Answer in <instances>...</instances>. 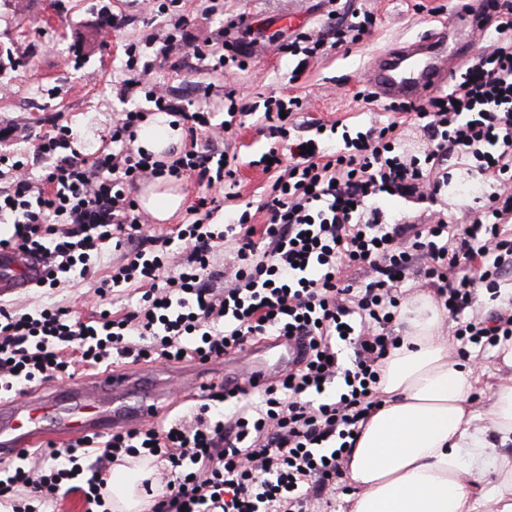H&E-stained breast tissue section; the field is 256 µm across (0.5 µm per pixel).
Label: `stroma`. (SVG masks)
Returning <instances> with one entry per match:
<instances>
[{
  "label": "stroma",
  "instance_id": "35a3bbf8",
  "mask_svg": "<svg viewBox=\"0 0 512 512\" xmlns=\"http://www.w3.org/2000/svg\"><path fill=\"white\" fill-rule=\"evenodd\" d=\"M216 14L204 16L201 0H183V9L195 19L198 41L210 39L230 22L246 19L263 38L253 44L242 68L220 76L195 60L174 52L169 62L154 68L149 81L160 83L170 95L198 102L210 91L213 122L227 117L230 103L249 105L256 113L221 143L232 155L235 198L226 200V212L258 204L274 180L256 161L267 151L263 131V101L269 96H297L307 103V117L327 123L342 121L363 128L383 119L381 103H364L356 93L368 80L375 58L400 42H411L440 28L454 8L453 0H218ZM338 13L367 11L375 24L360 44L342 47L311 64L299 80L290 73L297 57L274 51L268 36L284 32L328 33L330 10ZM114 14L122 26L106 32L102 19ZM165 18L144 10L140 0H0V77L12 92L0 97V128L12 124L25 128L27 139L0 138V153H32L34 137L50 131L54 123L68 125L80 150L92 154L107 146L112 120L123 109L151 111L144 96L122 97L119 83L124 74L127 45L144 44L163 37ZM452 184L470 188V195L456 200L445 192L437 202L382 196L379 206L395 219L424 224L441 211L460 218L475 204L474 195L490 186L466 159L451 169ZM88 285L76 280L57 288H32L12 296L14 308L39 304L69 307L82 315L94 312Z\"/></svg>",
  "mask_w": 512,
  "mask_h": 512
}]
</instances>
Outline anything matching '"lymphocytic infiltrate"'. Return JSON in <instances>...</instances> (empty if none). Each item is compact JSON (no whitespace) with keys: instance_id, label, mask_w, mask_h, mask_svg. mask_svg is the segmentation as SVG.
<instances>
[{"instance_id":"f902f5d3","label":"lymphocytic infiltrate","mask_w":512,"mask_h":512,"mask_svg":"<svg viewBox=\"0 0 512 512\" xmlns=\"http://www.w3.org/2000/svg\"><path fill=\"white\" fill-rule=\"evenodd\" d=\"M486 18L494 44L448 90L397 107L428 139L423 156L404 153L395 121L343 132L341 147L328 152L323 131L298 134L302 100L267 98V156L278 175L261 203L270 220L260 232L246 210L224 228L212 222L235 175L212 140L230 135L232 121L212 127L208 107L146 86L135 46L126 51L123 93H143L155 111L182 122L190 141L205 137L201 148L152 159L133 147L144 112L127 110L109 130L111 150L95 159L71 149L66 125L40 137L32 156L1 154L0 222L12 230L0 238V253L17 249L46 259L43 288L74 275L89 281L103 312L84 318L44 306L20 313L0 300V392L21 393L27 383L76 365L208 363L260 336L296 341L301 357L256 391L209 386L192 425L167 419L85 435L66 448L37 451V472L19 459L0 462V504L34 512L19 502L20 489L49 501L78 478L85 512H109L105 476L130 458L160 467L151 512H308L312 498L339 489L351 434L379 405L377 364L397 345L392 327L407 281L420 280L455 322L461 357L512 336V311L489 319L469 311L479 288L512 280V0H495ZM373 24L372 14L355 12L337 24L333 41L307 34L282 40L278 50L309 61L330 45L360 43ZM176 46L211 66L228 65L223 34L200 48L182 0H170L166 36L152 49L155 63H165ZM453 158L475 159L493 186L466 223L442 215L405 224L375 206L389 192L437 200ZM165 175L197 188L173 237L150 235V218L132 195L140 182ZM143 236L151 249L94 279L105 245L119 249ZM131 287L140 291L133 309L106 312L113 296ZM341 340L355 347L346 367L336 358ZM338 378L342 392L327 395ZM217 400L226 408L220 418L210 413Z\"/></svg>"}]
</instances>
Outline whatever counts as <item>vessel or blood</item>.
I'll list each match as a JSON object with an SVG mask.
<instances>
[{"instance_id": "vessel-or-blood-1", "label": "vessel or blood", "mask_w": 512, "mask_h": 512, "mask_svg": "<svg viewBox=\"0 0 512 512\" xmlns=\"http://www.w3.org/2000/svg\"><path fill=\"white\" fill-rule=\"evenodd\" d=\"M446 38L442 30L378 56L368 81L371 92L385 102H411L446 85L452 74L445 55ZM43 266L41 258L22 251L1 258L0 295L34 287ZM136 382L131 372L107 370L84 382L81 396L64 408L51 395L25 403L0 399V458L16 456L22 449L49 440L62 444L74 435L99 433L107 424L117 428L152 418L157 401L166 396L167 383L159 381L152 394L130 409L126 399Z\"/></svg>"}]
</instances>
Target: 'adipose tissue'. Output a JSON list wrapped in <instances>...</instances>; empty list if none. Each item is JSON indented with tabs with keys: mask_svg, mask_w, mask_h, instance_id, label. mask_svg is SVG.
I'll return each instance as SVG.
<instances>
[{
	"mask_svg": "<svg viewBox=\"0 0 512 512\" xmlns=\"http://www.w3.org/2000/svg\"><path fill=\"white\" fill-rule=\"evenodd\" d=\"M182 141L170 115L136 130L143 150L163 156ZM184 201L172 181L143 190L140 207L159 222ZM446 314L431 296L405 305L401 343L379 364L381 405L361 427L344 465L348 512H512V375L499 377L487 404L472 397L479 364L448 353ZM143 464L117 465L105 492L118 512H149Z\"/></svg>",
	"mask_w": 512,
	"mask_h": 512,
	"instance_id": "ef3b65f1",
	"label": "adipose tissue"
}]
</instances>
